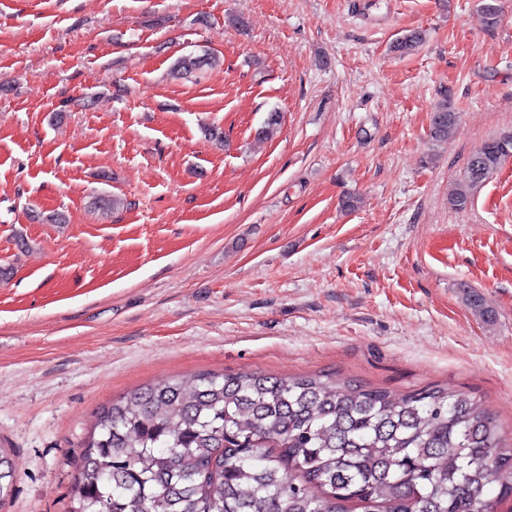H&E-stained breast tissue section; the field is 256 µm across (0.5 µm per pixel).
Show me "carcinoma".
Segmentation results:
<instances>
[{
	"mask_svg": "<svg viewBox=\"0 0 512 512\" xmlns=\"http://www.w3.org/2000/svg\"><path fill=\"white\" fill-rule=\"evenodd\" d=\"M486 26L498 0H481ZM411 30L393 45L419 48ZM208 53L177 58L187 79ZM459 113L440 101L429 136L448 140ZM512 132L470 156L448 203L464 210L506 161ZM110 194L91 206L113 212ZM15 467L0 448V504ZM512 498V441L476 399L446 386L402 398L315 373H205L147 384L103 406L75 460L68 512H497Z\"/></svg>",
	"mask_w": 512,
	"mask_h": 512,
	"instance_id": "cac0c4a2",
	"label": "carcinoma"
}]
</instances>
